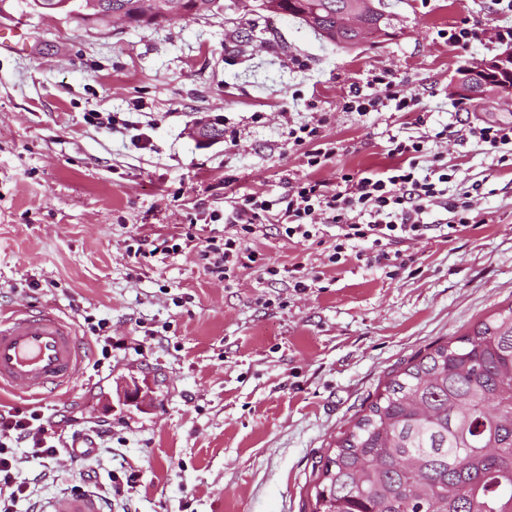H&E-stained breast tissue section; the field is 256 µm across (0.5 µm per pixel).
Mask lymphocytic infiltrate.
Wrapping results in <instances>:
<instances>
[{
    "mask_svg": "<svg viewBox=\"0 0 512 512\" xmlns=\"http://www.w3.org/2000/svg\"><path fill=\"white\" fill-rule=\"evenodd\" d=\"M438 36L463 49L483 42L508 46L512 44V23L488 25L466 18L440 30ZM371 82L381 87V94L354 89L344 101L345 111L363 116L384 109L417 110V99L404 92L391 71H375ZM452 132L459 139L474 140L496 153L499 163L512 162L511 123H466L455 131L445 125L426 130L415 138L394 137L388 147L394 163L385 171L343 174L342 187L338 190L307 179L290 185L281 196L262 192L244 195L224 215L225 224L234 230L233 235L199 241L189 233L185 241L198 242L197 254L205 269L227 281L232 280L238 268L251 265L260 267L265 275H279L277 266L265 262L245 244L265 223L279 225L286 238L300 241L319 237L322 224H332L337 233L328 257L331 264L345 262L350 246L366 242L373 251L374 262L397 266L401 255L392 252V245L421 240L434 229L447 238L457 228L470 226L472 222V192L449 193L448 164L443 156L430 153L428 147L429 142L447 138ZM288 140L293 148L302 151L307 166L313 169L323 167L336 154L335 147L321 141L318 127L307 122L289 127ZM436 207L449 213V220L436 225L428 222V215ZM54 439V422L41 411L18 408L0 411V512H18L20 503L28 496L26 482L18 478L21 461L17 449H26L30 457L48 461L60 452Z\"/></svg>",
    "mask_w": 512,
    "mask_h": 512,
    "instance_id": "lymphocytic-infiltrate-1",
    "label": "lymphocytic infiltrate"
}]
</instances>
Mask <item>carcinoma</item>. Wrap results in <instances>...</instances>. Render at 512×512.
<instances>
[{
	"mask_svg": "<svg viewBox=\"0 0 512 512\" xmlns=\"http://www.w3.org/2000/svg\"><path fill=\"white\" fill-rule=\"evenodd\" d=\"M44 2L0 0V14ZM94 2L137 25L182 19V0H161L154 20L139 18V0ZM284 2L319 36L348 39L347 0ZM312 512H512V305L389 377L318 461Z\"/></svg>",
	"mask_w": 512,
	"mask_h": 512,
	"instance_id": "obj_1",
	"label": "carcinoma"
}]
</instances>
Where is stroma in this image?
Segmentation results:
<instances>
[{
	"label": "stroma",
	"mask_w": 512,
	"mask_h": 512,
	"mask_svg": "<svg viewBox=\"0 0 512 512\" xmlns=\"http://www.w3.org/2000/svg\"><path fill=\"white\" fill-rule=\"evenodd\" d=\"M389 35L354 48L324 44L292 19L224 10L161 26H87L61 15L0 16V313L47 309L72 323L87 351L62 396L0 395V411L36 408L62 438L87 435L89 459L23 463L26 512L58 495L120 484L112 512H311L314 465L391 372L512 304V167L457 137L434 144L450 193L481 182L475 225L451 239L401 243L404 268L371 262L359 243L328 262L337 229L294 242L277 225L247 239L275 263L268 279L239 269L227 282L191 250L134 262L142 236L196 224L223 236L212 211L252 192L381 169L390 137L419 132L414 114L345 111L352 86L392 70L429 124L512 118V97L461 101L458 69L500 47L439 38L463 17L495 18L494 0H383ZM222 129L208 146L198 119ZM325 119L335 157L313 171L289 126ZM313 285L295 290L288 269ZM107 323L103 358L90 327ZM155 404L125 398L128 385ZM112 395V415L94 405Z\"/></svg>",
	"instance_id": "stroma-1"
}]
</instances>
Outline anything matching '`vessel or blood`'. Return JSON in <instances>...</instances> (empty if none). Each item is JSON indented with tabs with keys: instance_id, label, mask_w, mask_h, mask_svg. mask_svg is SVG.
<instances>
[{
	"instance_id": "obj_1",
	"label": "vessel or blood",
	"mask_w": 512,
	"mask_h": 512,
	"mask_svg": "<svg viewBox=\"0 0 512 512\" xmlns=\"http://www.w3.org/2000/svg\"><path fill=\"white\" fill-rule=\"evenodd\" d=\"M85 347L55 313L21 309L0 317V390L39 397L68 388L82 370ZM49 512H100L92 495H61Z\"/></svg>"
}]
</instances>
